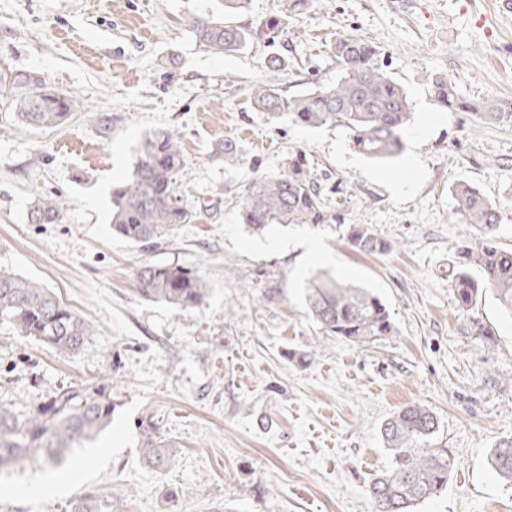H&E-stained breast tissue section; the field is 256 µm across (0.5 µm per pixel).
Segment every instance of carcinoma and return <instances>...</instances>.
<instances>
[{"label":"carcinoma","instance_id":"carcinoma-1","mask_svg":"<svg viewBox=\"0 0 512 512\" xmlns=\"http://www.w3.org/2000/svg\"><path fill=\"white\" fill-rule=\"evenodd\" d=\"M309 0H281L279 25L308 6ZM187 25L210 52L224 56L242 49L249 32L224 25L210 17L189 15ZM331 51L341 67L333 85L312 92L288 95L279 85L266 82L251 93L252 107L271 118L288 119L308 127L342 128L355 150L385 161L403 150L402 133L412 121L406 89L377 63L373 42L339 36ZM13 95L18 123L47 127L67 121L82 111L81 101L57 91L35 72L0 74V89ZM432 92L444 107L457 105L448 79L432 80ZM483 117L512 125V102H489ZM184 172L177 136L157 131L146 136L138 149L131 178L112 191L113 228L131 242L147 246L164 227L187 224L192 214L176 196L177 176ZM455 213L474 228L460 248V268L453 283L458 306L468 312L489 293L500 308L512 312V250L496 241L502 220L498 206L467 183L452 188ZM241 219L248 231L261 235L276 225L328 224L336 214L325 205L318 179L308 162L295 156L288 168L257 176L239 197ZM64 201L43 198L33 217L42 224L61 220ZM346 238L362 253H386L391 245L368 224H351ZM132 291L142 298L174 309L197 308L208 295L207 281L196 269L145 263L134 273ZM304 299L313 319L329 336L355 345L371 343L393 331L385 304L364 288L347 286L319 271L307 281ZM0 319L13 323L20 333L44 342L62 353L78 351L94 335L92 326L47 289L13 273L0 271ZM473 335L494 342L495 331L479 317L471 318ZM109 384L62 387L25 414L0 403V467L17 465L31 455L49 465L61 464L74 445L93 441L112 422ZM436 416L420 403H410L393 413L381 427L390 464L367 485L375 512H414L415 507L448 487L453 459L448 449L433 443ZM140 450L146 464L157 472L170 468L173 446L152 419L139 423ZM491 469L512 481V437L501 439L489 456ZM127 496L87 492L71 503L70 512H128Z\"/></svg>","mask_w":512,"mask_h":512}]
</instances>
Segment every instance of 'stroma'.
Segmentation results:
<instances>
[{
  "mask_svg": "<svg viewBox=\"0 0 512 512\" xmlns=\"http://www.w3.org/2000/svg\"><path fill=\"white\" fill-rule=\"evenodd\" d=\"M279 5L248 0L225 13L217 0H0V72L43 74L85 106L62 126L28 128L0 95V269L47 288L94 330L67 354L0 320V402L22 414L59 388L105 382L115 404L106 432L72 453L82 473L37 458L0 468V512H69L91 490L128 493L131 512H372L367 485L390 463L380 427L410 402L434 412V441L454 459L447 489L416 512H512V482L487 463L512 437V315L486 296L476 314L496 338L472 336L453 288L469 228L455 221L451 193L463 180L500 206L496 240L512 249V125L479 115L486 102L512 101V17L495 0H313L273 38ZM192 13L251 38L212 54L185 22ZM345 35L376 43L379 65L409 94L414 120L390 162L360 155L342 129L251 106L252 87L271 78L291 94L334 84L330 44ZM273 55L284 62L276 73ZM436 76L452 83L459 108L434 100ZM97 113L111 115L110 132ZM159 129L181 143L177 195L193 219L145 248L113 231L112 189ZM227 140L239 150L233 165L218 154ZM295 153L337 221L249 235L241 190ZM44 197L64 201L61 223L32 222ZM355 223L390 251L351 250ZM311 240L326 260L307 256ZM146 262L200 270L204 303L176 310L135 294ZM318 270L377 294L394 334L362 346L326 335L303 297ZM148 415L174 444L164 472L139 452ZM50 474L70 477L65 494H19Z\"/></svg>",
  "mask_w": 512,
  "mask_h": 512,
  "instance_id": "1",
  "label": "stroma"
}]
</instances>
